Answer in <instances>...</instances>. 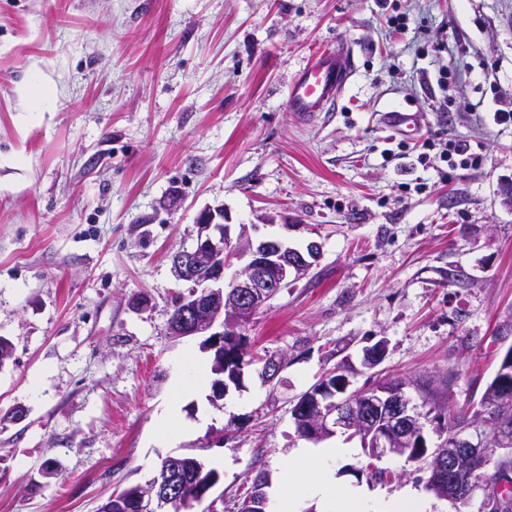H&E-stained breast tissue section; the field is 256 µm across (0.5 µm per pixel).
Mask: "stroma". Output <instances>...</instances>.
I'll return each mask as SVG.
<instances>
[{
  "mask_svg": "<svg viewBox=\"0 0 512 512\" xmlns=\"http://www.w3.org/2000/svg\"><path fill=\"white\" fill-rule=\"evenodd\" d=\"M340 42L350 82L302 121L288 84ZM394 109L412 132L384 128ZM509 111L512 0H0V512H95L175 454L216 468L237 512L305 446L293 401L340 367L356 388L453 370L451 401L478 400L512 346ZM216 207L322 257L241 329L286 356L277 385L246 366L217 409L205 374L181 407L196 430L163 442L185 352L211 357L168 333L190 290L170 256ZM325 444L374 506L410 486L453 512L416 463L379 481L359 441Z\"/></svg>",
  "mask_w": 512,
  "mask_h": 512,
  "instance_id": "35a3bbf8",
  "label": "stroma"
}]
</instances>
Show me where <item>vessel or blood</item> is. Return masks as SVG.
<instances>
[{
    "instance_id": "1",
    "label": "vessel or blood",
    "mask_w": 512,
    "mask_h": 512,
    "mask_svg": "<svg viewBox=\"0 0 512 512\" xmlns=\"http://www.w3.org/2000/svg\"><path fill=\"white\" fill-rule=\"evenodd\" d=\"M354 73L349 47L339 45L315 53L288 86L289 111L311 118L324 111L345 91Z\"/></svg>"
}]
</instances>
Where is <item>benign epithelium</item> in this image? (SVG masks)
Returning <instances> with one entry per match:
<instances>
[{"label": "benign epithelium", "instance_id": "1", "mask_svg": "<svg viewBox=\"0 0 512 512\" xmlns=\"http://www.w3.org/2000/svg\"><path fill=\"white\" fill-rule=\"evenodd\" d=\"M224 213L210 210L197 220L195 246L173 255L176 277L193 283L187 296L179 299L180 311L168 328L172 335L208 336L207 348L222 356L228 352L242 355L244 341L238 329L250 321L266 303L288 284L311 271L321 256V245L308 242L306 249L291 247L280 237L255 239L248 225H239L236 237L230 236V225L223 223ZM246 260L230 278H225L231 259ZM244 363L234 367L230 382L219 380L215 386L222 396L228 384H239ZM285 358L262 361L263 382H273ZM501 389L499 414L483 413L466 426L448 428V435L434 448L427 446L425 425L428 416L406 395L409 381L396 388L389 381L379 382L364 390L350 389L344 375L333 378L326 374L294 404L291 413L302 437L319 442L341 432L359 438L367 456L381 461L387 456L406 457L413 445L426 458L427 487L453 505L466 506L475 495L485 504L504 505L512 501V479L474 480L468 474L488 469L496 449L505 448L502 459L512 458V443L504 433L501 415L512 411V351H505L497 370ZM268 482L252 486L239 505L238 512H266L265 488ZM176 485L161 471L153 476L135 501L137 512H170L178 502Z\"/></svg>", "mask_w": 512, "mask_h": 512}]
</instances>
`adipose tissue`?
Instances as JSON below:
<instances>
[{
  "label": "adipose tissue",
  "mask_w": 512,
  "mask_h": 512,
  "mask_svg": "<svg viewBox=\"0 0 512 512\" xmlns=\"http://www.w3.org/2000/svg\"><path fill=\"white\" fill-rule=\"evenodd\" d=\"M341 454L338 448L296 449L286 464L275 512H299V503L308 498L318 499L321 512H370L362 492L337 487L333 480V464Z\"/></svg>",
  "instance_id": "obj_1"
}]
</instances>
